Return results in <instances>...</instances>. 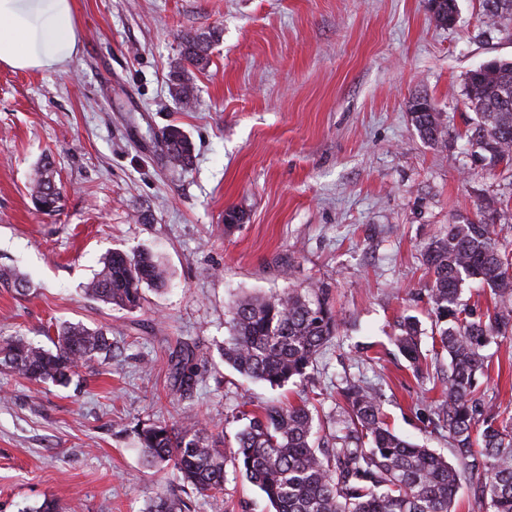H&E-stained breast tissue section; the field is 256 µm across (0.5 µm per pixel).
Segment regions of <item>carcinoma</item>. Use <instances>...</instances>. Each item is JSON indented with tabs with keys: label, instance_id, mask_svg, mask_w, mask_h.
Wrapping results in <instances>:
<instances>
[{
	"label": "carcinoma",
	"instance_id": "cac0c4a2",
	"mask_svg": "<svg viewBox=\"0 0 512 512\" xmlns=\"http://www.w3.org/2000/svg\"><path fill=\"white\" fill-rule=\"evenodd\" d=\"M428 2L439 23L454 24L456 0ZM482 8L493 20L512 10V0H482ZM218 37L216 30L180 34V57L171 67L169 81L171 95L185 108L197 101L192 71L209 65ZM465 92L477 119L464 138L471 146L483 144L472 157L479 163L487 158L503 161L511 168L512 60H491L470 70ZM410 118L425 141L436 143L444 137L445 127L427 97L413 98ZM161 144L171 166L185 169L192 164L194 148L181 128H168ZM31 196L36 209L45 214L56 211L63 197L48 156L42 159ZM491 213L488 204L476 217L453 222L422 253L436 328L433 360L442 354L449 360L442 399L429 424L448 435L456 463L390 429L378 391L367 383L352 382L338 391L346 409L342 435L331 448L315 445L317 407L309 402L270 405L255 412L245 401L237 415L243 425L235 434L231 460L261 490L274 512H455L458 489L473 479L477 512H512V418L498 419L477 394L478 377L490 363L486 347L512 340V253L496 237ZM166 281V268L151 254L114 250L104 256L85 290L94 300L133 312L141 308L144 288H159ZM468 281L489 290L493 307L477 311L462 303ZM0 286L21 295L27 282L0 270ZM340 323L314 288L237 300L230 309L224 362L248 379L283 387L309 376ZM390 340L417 377H430V360L421 349L413 318H404ZM50 342L44 346L21 335L5 338L0 341V367L36 382L63 385L83 365L117 358L103 328L63 323ZM203 360L199 346L180 347L171 384L177 399L191 397ZM136 435L148 466H170L184 484L218 501L226 461L221 437L200 422L179 428L166 421L148 424ZM148 512L182 508L178 500L159 495Z\"/></svg>",
	"mask_w": 512,
	"mask_h": 512
}]
</instances>
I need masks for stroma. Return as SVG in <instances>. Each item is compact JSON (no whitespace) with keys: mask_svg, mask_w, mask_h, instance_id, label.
<instances>
[{"mask_svg":"<svg viewBox=\"0 0 512 512\" xmlns=\"http://www.w3.org/2000/svg\"><path fill=\"white\" fill-rule=\"evenodd\" d=\"M457 4L448 27L427 0H74L66 65L0 67V268L31 283L22 296L0 288V337L43 342L56 324L80 322L106 329L119 354L66 387L0 370V512L46 499L147 512L174 490L185 512H269L230 463L218 503L181 488L172 470L146 465L134 428L197 419L230 443L241 398H307L331 434L337 385L362 377L397 433L450 455L428 429L441 379L416 380L390 337L412 316L430 349L422 251L457 216L497 202L495 229L512 243V172L472 165L461 136L475 119L466 74L512 60V15L489 26L480 0ZM213 29L211 63L193 74L198 104L183 110L169 92L178 35ZM418 95L442 115L439 144L411 123ZM171 125L194 145L188 171L161 153ZM46 156L65 188L50 215L29 191ZM230 208L245 218L228 233ZM114 249L151 251L170 272L132 313L84 292ZM310 287L342 320L311 379L273 388L225 364L236 299ZM187 344L207 358L179 402L171 368ZM488 352L479 390L512 417V341Z\"/></svg>","mask_w":512,"mask_h":512,"instance_id":"obj_1","label":"stroma"}]
</instances>
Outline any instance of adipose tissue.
Wrapping results in <instances>:
<instances>
[{
	"label": "adipose tissue",
	"instance_id": "ef3b65f1",
	"mask_svg": "<svg viewBox=\"0 0 512 512\" xmlns=\"http://www.w3.org/2000/svg\"><path fill=\"white\" fill-rule=\"evenodd\" d=\"M73 0H0V65L47 70L76 53Z\"/></svg>",
	"mask_w": 512,
	"mask_h": 512
}]
</instances>
